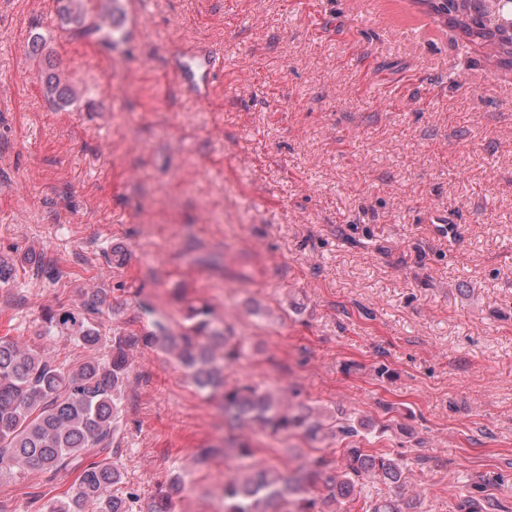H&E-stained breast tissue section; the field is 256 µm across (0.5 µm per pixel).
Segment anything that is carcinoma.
Segmentation results:
<instances>
[{
  "mask_svg": "<svg viewBox=\"0 0 512 512\" xmlns=\"http://www.w3.org/2000/svg\"><path fill=\"white\" fill-rule=\"evenodd\" d=\"M62 27L89 29L107 46L124 38V12L119 0H107L100 20L89 24L82 0H58ZM467 37L488 46L489 58L512 64V29L487 18L477 0H420ZM28 54L44 65L47 93L64 108L76 99L72 85L61 80L46 54L40 33L28 41ZM51 274V267L31 253L19 260L0 258V287L17 282L20 264ZM107 294L100 291L80 306L60 305L44 313L45 335L102 351L106 336L96 316ZM205 306H191L178 333L160 320L137 338L112 336L110 350L71 363L36 347L0 336V475L37 470L55 477L70 471L76 477L64 496L48 505V512H131L133 495H120L121 472L112 462L114 436L121 422L122 402L132 360L128 347L138 342L171 354L186 370L195 387L231 417L236 429L249 428L270 435L297 434L310 441L332 435L344 444L341 458L305 456L291 472L275 465L255 468L256 448L236 434L224 437V459L236 462L235 473L224 479V512H336L342 502L355 503L359 512H414L416 503L401 496L376 499L361 496L371 482L401 489L406 465L379 448H363L369 424L343 415L333 424L310 411L294 408L283 395L250 384L224 385V369L242 355L240 343L215 328ZM183 487L173 477L154 497L151 512H172L174 495Z\"/></svg>",
  "mask_w": 512,
  "mask_h": 512,
  "instance_id": "1",
  "label": "carcinoma"
}]
</instances>
